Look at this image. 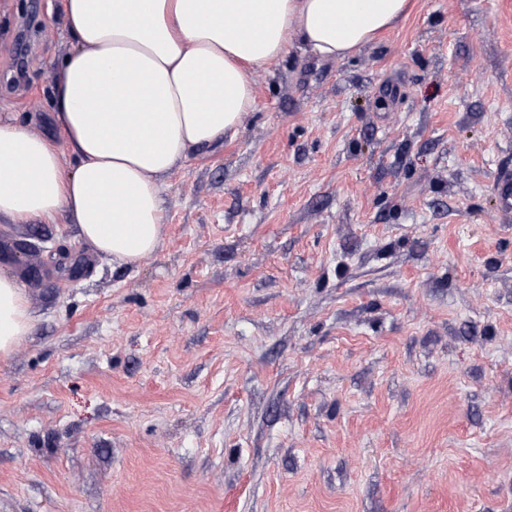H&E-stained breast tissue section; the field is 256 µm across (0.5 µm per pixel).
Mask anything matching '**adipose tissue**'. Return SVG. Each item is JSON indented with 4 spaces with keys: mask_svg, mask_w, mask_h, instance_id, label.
Returning <instances> with one entry per match:
<instances>
[{
    "mask_svg": "<svg viewBox=\"0 0 512 512\" xmlns=\"http://www.w3.org/2000/svg\"><path fill=\"white\" fill-rule=\"evenodd\" d=\"M409 2L65 0L75 47L51 88L64 144L0 118V220L64 216L93 254L151 257L164 234V176L236 133L254 105L253 69L295 40L319 58H348L395 27ZM31 329L24 288L0 275V358Z\"/></svg>",
    "mask_w": 512,
    "mask_h": 512,
    "instance_id": "ef3b65f1",
    "label": "adipose tissue"
}]
</instances>
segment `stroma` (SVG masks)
Wrapping results in <instances>:
<instances>
[{"label": "stroma", "instance_id": "stroma-1", "mask_svg": "<svg viewBox=\"0 0 512 512\" xmlns=\"http://www.w3.org/2000/svg\"><path fill=\"white\" fill-rule=\"evenodd\" d=\"M61 0H0V117L55 144ZM165 179L136 264L0 222V512H512V0L292 42ZM87 267L56 276L60 248ZM32 329L29 302L17 278L0 275V358L7 359Z\"/></svg>", "mask_w": 512, "mask_h": 512}]
</instances>
